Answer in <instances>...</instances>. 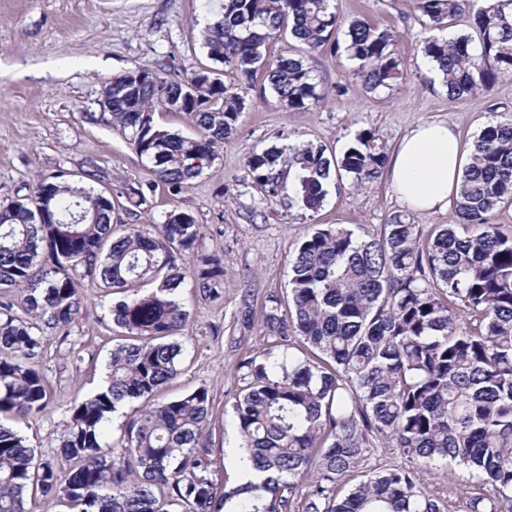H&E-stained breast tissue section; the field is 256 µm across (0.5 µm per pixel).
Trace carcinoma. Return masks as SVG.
Returning a JSON list of instances; mask_svg holds the SVG:
<instances>
[{"label": "carcinoma", "instance_id": "carcinoma-1", "mask_svg": "<svg viewBox=\"0 0 512 512\" xmlns=\"http://www.w3.org/2000/svg\"><path fill=\"white\" fill-rule=\"evenodd\" d=\"M437 30L474 14L478 39L432 38L423 53L448 96L488 90L512 75V0H412ZM290 37L308 53L343 52L372 91L405 77L393 32L344 20L334 0H222L209 13L202 47L247 86L262 76L290 111L316 103L303 60L267 56ZM154 82L112 87V126L150 165L152 186L180 192L235 131L245 99L217 69L175 80L145 66ZM187 112L197 133L155 120ZM387 154L373 130L334 161L311 144L253 152L252 179L270 202L316 211L334 175L358 188L379 178ZM108 198L59 171L26 199L0 200V416L35 417L51 407L39 368L44 338L68 327L88 279L113 294L152 291L112 306L126 342L112 350L105 383L70 406L60 472L0 422V512H29L27 497L60 501L67 512H447L425 495L422 474L455 465L481 490L460 512H512V231L493 223L512 203V115L476 136L453 200L454 223L426 233L393 214L379 234L323 225L300 243L288 300L272 295L263 323L273 341L246 353L233 411L261 482L229 486L214 477L205 387L137 412L114 436L111 416L149 397L180 372L173 340L189 313L182 284L201 298L224 292V257L199 251L201 225L172 210L149 233L112 223ZM46 217L38 219L37 208ZM397 448L406 464L375 471L346 493L340 486L370 448Z\"/></svg>", "mask_w": 512, "mask_h": 512}]
</instances>
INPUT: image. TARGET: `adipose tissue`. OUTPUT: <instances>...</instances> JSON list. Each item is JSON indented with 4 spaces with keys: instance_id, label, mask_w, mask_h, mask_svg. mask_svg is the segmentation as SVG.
I'll list each match as a JSON object with an SVG mask.
<instances>
[{
    "instance_id": "ef3b65f1",
    "label": "adipose tissue",
    "mask_w": 512,
    "mask_h": 512,
    "mask_svg": "<svg viewBox=\"0 0 512 512\" xmlns=\"http://www.w3.org/2000/svg\"><path fill=\"white\" fill-rule=\"evenodd\" d=\"M463 165L453 128L432 121L402 137L391 154L388 176L408 208L444 212L459 192Z\"/></svg>"
}]
</instances>
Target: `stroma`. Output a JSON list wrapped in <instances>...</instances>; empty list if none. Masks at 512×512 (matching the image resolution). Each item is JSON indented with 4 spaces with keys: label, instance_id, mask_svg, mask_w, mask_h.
Instances as JSON below:
<instances>
[{
    "label": "stroma",
    "instance_id": "obj_1",
    "mask_svg": "<svg viewBox=\"0 0 512 512\" xmlns=\"http://www.w3.org/2000/svg\"><path fill=\"white\" fill-rule=\"evenodd\" d=\"M336 9L346 20L390 28L408 59L406 78L394 89L371 91L353 75L345 56L305 55L294 42L273 43L269 55L302 56L316 76L320 101L289 111L272 92L244 89L247 106L215 161L181 193L159 186L147 191L138 207L126 192L145 188L153 175L113 129L102 89L142 65L164 63L171 77L182 79L205 64L206 0H0V199L30 196L38 178L63 170L81 176L82 186L111 194L115 222L146 227L163 221L169 211H183L202 226L200 250L224 255L221 299L183 291L189 318L178 336L185 346L182 372L158 397L171 400L209 389L212 440L224 449L216 467L230 484L238 443L232 410L240 386L236 364L242 354L269 345L262 306L267 296L284 295L298 244L317 224L376 234L393 213L405 210L383 176L358 189L337 182L315 212L268 202L250 177L248 154L310 143L339 157L366 129L390 149L410 129L438 120L447 121L468 148L484 126L512 113V76L499 79L490 91L449 98L441 79L425 67L421 47L429 32L410 0H336ZM91 163L98 176L89 180L82 173ZM79 291L84 301L75 319L46 337L39 362L51 392L50 410L13 421L37 453L63 472L69 468L59 448L66 410L104 383L122 334L112 321L117 296L86 280ZM476 486L458 467L422 477L424 493L447 501L449 512H458Z\"/></svg>",
    "mask_w": 512,
    "mask_h": 512
}]
</instances>
